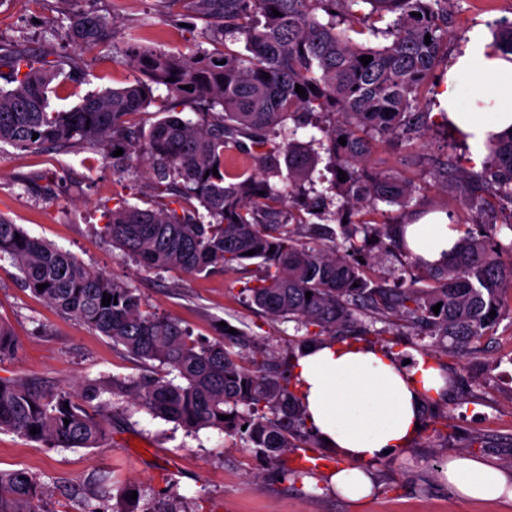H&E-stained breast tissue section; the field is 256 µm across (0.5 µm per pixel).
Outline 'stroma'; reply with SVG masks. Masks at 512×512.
<instances>
[{
    "mask_svg": "<svg viewBox=\"0 0 512 512\" xmlns=\"http://www.w3.org/2000/svg\"><path fill=\"white\" fill-rule=\"evenodd\" d=\"M89 12L112 19L104 44L78 48L60 24L67 0H0V43L19 45L28 54L61 58L84 74L81 84H67L52 104L67 110L88 92L120 87L136 72L126 63L125 42L140 30L158 48L191 54L207 45L205 24L188 0H83ZM449 56L479 25L512 12V0L475 5L454 0ZM460 155L464 167L476 159L468 140L453 130L431 128L422 141L377 143L367 174L390 171L414 188L410 209L451 214L461 233L480 224H498L501 213L463 205L469 189L457 176L439 177L435 159L447 151ZM141 164L118 173L111 151L90 152L78 146L25 152L0 145V215L29 235L70 251L84 266L107 271L136 288L147 307L181 321L199 339L218 338L221 324L246 331L280 361H288L308 330L274 319L245 298L247 279L234 269L189 276L178 270L145 273L119 258L102 232L107 211L125 202L141 208ZM324 194L321 212L309 223L321 224L344 243L360 215L341 210L342 199L315 181ZM504 315L491 335L465 354L434 352L448 378V388L429 401L419 434L404 449L371 467V497L351 502L328 482L340 458L323 448L322 468L296 479L282 470L299 469V449L270 460L247 448L243 439L216 429L187 432L175 423L137 408L128 398L103 394L112 437L102 448H45L15 434L0 432V469L24 468L47 491L44 512H81V502L101 512H512V502L461 500L441 480L450 457H473L512 472V290L503 296ZM0 321L17 340L14 359L0 363V378H23L67 389L89 379L127 380L147 372V365L127 357L111 341L61 314L26 289L9 260L0 261ZM112 477L111 496L96 500L95 479Z\"/></svg>",
    "mask_w": 512,
    "mask_h": 512,
    "instance_id": "35a3bbf8",
    "label": "stroma"
}]
</instances>
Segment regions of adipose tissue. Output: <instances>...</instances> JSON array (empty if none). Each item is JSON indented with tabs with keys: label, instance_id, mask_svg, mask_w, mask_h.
<instances>
[{
	"label": "adipose tissue",
	"instance_id": "ef3b65f1",
	"mask_svg": "<svg viewBox=\"0 0 512 512\" xmlns=\"http://www.w3.org/2000/svg\"><path fill=\"white\" fill-rule=\"evenodd\" d=\"M485 81L496 91L491 111L463 102L465 82ZM439 102L475 150L490 135L512 127V62L502 57L483 28H475L452 71L440 84ZM460 233L449 215L430 214L407 225L412 253L443 263ZM291 374L317 440H328L344 463L329 475L336 493L358 501L373 489L371 463L407 447L416 437L426 400L438 396L447 378L427 358L406 366L395 354L355 342L323 339L299 350ZM452 494L462 500L512 501V473L477 458L454 457L443 471Z\"/></svg>",
	"mask_w": 512,
	"mask_h": 512
}]
</instances>
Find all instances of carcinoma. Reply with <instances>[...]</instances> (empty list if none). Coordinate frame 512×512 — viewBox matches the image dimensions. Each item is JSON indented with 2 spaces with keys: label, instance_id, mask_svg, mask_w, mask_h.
<instances>
[{
  "label": "carcinoma",
  "instance_id": "obj_1",
  "mask_svg": "<svg viewBox=\"0 0 512 512\" xmlns=\"http://www.w3.org/2000/svg\"><path fill=\"white\" fill-rule=\"evenodd\" d=\"M69 3L64 36L87 47L102 44L108 20L82 10L81 0ZM451 3L192 0L195 15L213 34V49L169 53L133 31L127 63L143 79L89 93L65 111L54 109L49 98L74 79L65 61H34L0 44V79L9 84L0 87V143L27 152L68 144L95 151L106 143L123 149L112 158L116 167L138 158L153 204L113 208L103 233L120 256L146 271L211 275L255 265L258 273L243 288L251 303L272 317L316 328L311 341H342L357 328L371 332L357 318L366 311L374 320L393 316L433 345L461 351L496 326L502 291L512 288V242L505 246L497 238L503 227L512 231V130L488 141L480 170L463 171L471 184L465 204L476 210L495 201L511 205L504 224H485L479 236L460 238L439 267L411 259L409 278L399 288L375 277L369 240L388 238L405 249L395 229L416 214L398 221L381 206L407 207L412 189L391 172L368 177L363 169L377 142L425 135L427 113L419 108L433 71L447 58ZM493 44L512 56V23L495 21ZM362 56L372 61L365 66ZM298 85L306 95H298ZM160 89L166 95L154 94ZM176 101L195 105L198 119L173 114ZM154 104L161 118L146 130L138 116ZM301 113L306 119L300 125L323 133L318 145L328 155V190L364 215L356 229L362 241L350 236L341 251L302 240L295 227L304 219L284 211L287 193L269 183L284 176L288 188L302 195L303 184L313 182L322 158L312 144L295 139V129L290 140L274 141L276 127ZM230 152L254 157L258 168L228 169ZM2 256L58 312L161 369L129 382L92 380L72 391L0 378V431L46 448H100L111 432L95 400L109 393L190 431L215 428L238 436L269 458L313 437L291 375L247 333L194 338L179 320L150 311L127 283L0 216ZM105 293L117 303L102 305ZM439 302L436 314L432 307ZM17 349L10 327L0 322V362ZM43 495L26 469L0 470V512H41Z\"/></svg>",
  "mask_w": 512,
  "mask_h": 512
}]
</instances>
